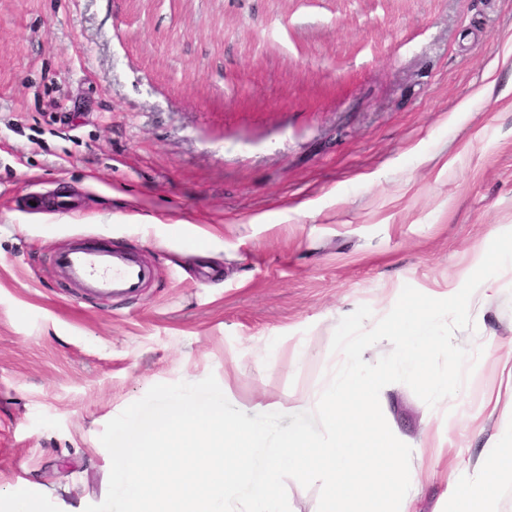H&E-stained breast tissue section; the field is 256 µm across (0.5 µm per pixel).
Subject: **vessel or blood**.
<instances>
[{
    "label": "vessel or blood",
    "instance_id": "1",
    "mask_svg": "<svg viewBox=\"0 0 512 512\" xmlns=\"http://www.w3.org/2000/svg\"><path fill=\"white\" fill-rule=\"evenodd\" d=\"M70 279L99 298L136 291L142 282V269L121 253L108 248L76 249L59 258Z\"/></svg>",
    "mask_w": 512,
    "mask_h": 512
}]
</instances>
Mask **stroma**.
Here are the masks:
<instances>
[{
    "instance_id": "obj_1",
    "label": "stroma",
    "mask_w": 512,
    "mask_h": 512,
    "mask_svg": "<svg viewBox=\"0 0 512 512\" xmlns=\"http://www.w3.org/2000/svg\"><path fill=\"white\" fill-rule=\"evenodd\" d=\"M510 230L512 0H0V512L103 502L100 436L153 385L295 406L343 317L454 295ZM104 245L148 269L139 293L58 271ZM497 285L454 334L481 352L455 395L385 392L403 436L445 445L411 456L418 512L506 424L483 400L512 265Z\"/></svg>"
}]
</instances>
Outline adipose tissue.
Returning a JSON list of instances; mask_svg holds the SVG:
<instances>
[{
  "label": "adipose tissue",
  "instance_id": "1",
  "mask_svg": "<svg viewBox=\"0 0 512 512\" xmlns=\"http://www.w3.org/2000/svg\"><path fill=\"white\" fill-rule=\"evenodd\" d=\"M512 479V420L502 434L484 449L473 472L448 467L451 499L447 512H497L501 485Z\"/></svg>",
  "mask_w": 512,
  "mask_h": 512
}]
</instances>
